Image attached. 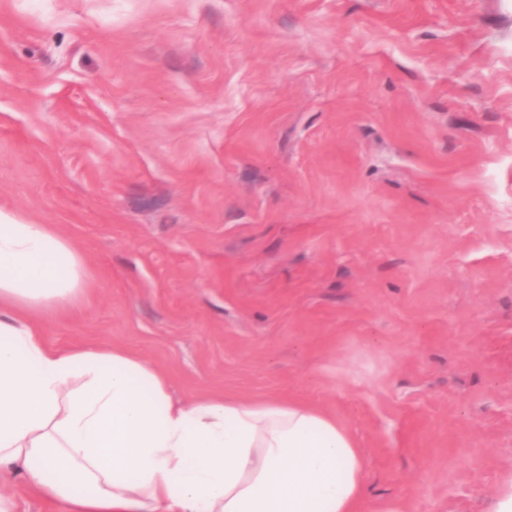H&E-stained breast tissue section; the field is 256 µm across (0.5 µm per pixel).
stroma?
<instances>
[{"label":"stroma","mask_w":512,"mask_h":512,"mask_svg":"<svg viewBox=\"0 0 512 512\" xmlns=\"http://www.w3.org/2000/svg\"><path fill=\"white\" fill-rule=\"evenodd\" d=\"M0 209L93 273L48 344L335 414L362 512L512 489V0H0Z\"/></svg>","instance_id":"stroma-1"}]
</instances>
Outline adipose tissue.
Segmentation results:
<instances>
[{
	"label": "adipose tissue",
	"mask_w": 512,
	"mask_h": 512,
	"mask_svg": "<svg viewBox=\"0 0 512 512\" xmlns=\"http://www.w3.org/2000/svg\"><path fill=\"white\" fill-rule=\"evenodd\" d=\"M91 271L54 225L0 210V477L66 512H362L356 435L307 401L174 402L121 346L47 345Z\"/></svg>",
	"instance_id": "adipose-tissue-1"
}]
</instances>
